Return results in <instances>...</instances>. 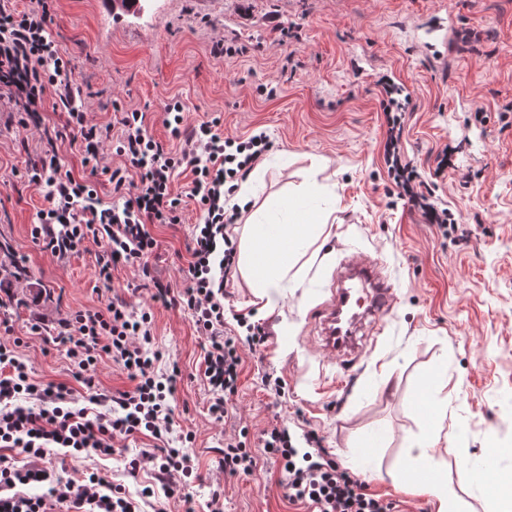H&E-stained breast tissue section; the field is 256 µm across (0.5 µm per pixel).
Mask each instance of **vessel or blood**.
Segmentation results:
<instances>
[{
	"instance_id": "1",
	"label": "vessel or blood",
	"mask_w": 512,
	"mask_h": 512,
	"mask_svg": "<svg viewBox=\"0 0 512 512\" xmlns=\"http://www.w3.org/2000/svg\"><path fill=\"white\" fill-rule=\"evenodd\" d=\"M394 299L393 284L376 265H347L339 288L320 314L326 350L340 363L358 359L359 326L366 319H382Z\"/></svg>"
}]
</instances>
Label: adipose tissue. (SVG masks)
I'll use <instances>...</instances> for the list:
<instances>
[{
  "instance_id": "ef3b65f1",
  "label": "adipose tissue",
  "mask_w": 512,
  "mask_h": 512,
  "mask_svg": "<svg viewBox=\"0 0 512 512\" xmlns=\"http://www.w3.org/2000/svg\"><path fill=\"white\" fill-rule=\"evenodd\" d=\"M316 200L317 193L310 185L261 200L250 180L233 196V204L248 224L237 248V263L258 310L270 308L273 292L287 285L292 268L327 225L334 223L335 207L319 206ZM408 469L415 476L416 487L436 501L438 512H454L448 483L440 478L431 456L422 455Z\"/></svg>"
}]
</instances>
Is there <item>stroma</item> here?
I'll list each match as a JSON object with an SVG mask.
<instances>
[{
	"mask_svg": "<svg viewBox=\"0 0 512 512\" xmlns=\"http://www.w3.org/2000/svg\"><path fill=\"white\" fill-rule=\"evenodd\" d=\"M50 33L70 62L92 122L141 112L165 142L166 105L179 99L188 123L218 116L229 138L265 133L277 158L263 197L313 181L336 203L322 248L291 270L284 298L257 313L240 272L224 290L229 328L238 318L262 326L256 350L242 348L238 391L226 421L210 417L212 400L198 367L207 342L183 311L152 305L155 344L181 375L169 403L175 433L195 436L189 453L201 476L166 512H207L222 489L224 512H299L278 463L262 439L305 433L369 493L396 512H437L433 498L408 491L402 461L430 426L424 405L443 384L448 414L430 454L460 512H501L498 486L460 476L477 458L512 449V122L499 108L512 101V0H145L138 12L110 0H50ZM228 53H214L216 41ZM408 95L401 152L422 180L436 181L434 202L458 230L442 235L398 196L384 160L388 126L379 81ZM42 148L38 132L14 112H0V341L21 338L17 353L33 381L72 383L65 346L31 326L62 314L104 307L112 296L147 302L132 268L118 267L110 286L98 279L93 251L60 260L31 236L48 205L27 167ZM451 164L433 172L443 149ZM199 220L186 201L179 224H155L151 263L172 288L186 285L187 247ZM380 262L395 285L392 311L369 336L365 352L343 372L322 341L318 315L332 298L344 259ZM282 381L281 391L266 385ZM246 435L257 460L252 474L221 469L224 444ZM123 457L74 459L55 449L51 466L65 478L97 472L140 489Z\"/></svg>",
	"mask_w": 512,
	"mask_h": 512,
	"instance_id": "1",
	"label": "stroma"
}]
</instances>
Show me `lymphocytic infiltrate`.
Returning <instances> with one entry per match:
<instances>
[{"instance_id": "obj_1", "label": "lymphocytic infiltrate", "mask_w": 512, "mask_h": 512, "mask_svg": "<svg viewBox=\"0 0 512 512\" xmlns=\"http://www.w3.org/2000/svg\"><path fill=\"white\" fill-rule=\"evenodd\" d=\"M47 0H32L21 13L0 0V99L24 113L42 129L43 156L31 163L30 182L47 186L48 208L40 210L31 235L44 251L59 259L95 244L98 275L110 283L114 269L134 268L140 279L152 284L153 300L187 313L197 333L205 336L201 377L213 396L209 413L215 420L228 414V398L237 391L242 357L241 344L264 341L258 327L247 339L228 335L224 327V283L233 268V241L229 229L239 211L224 204L234 183L272 148L263 135L245 141L225 137L220 118L187 126L180 101L167 104L164 124L172 149L148 135L145 116L127 112L119 127L90 123L78 106L81 90L66 82L69 61L49 33ZM53 89L66 109L65 124H44V93ZM395 100H388L390 136L385 145L389 170L403 189L408 205L419 209L428 223L442 232H454L456 221L431 202L429 184L417 181L400 152L401 115ZM78 135L84 163L100 164L106 143L117 155L127 157L130 168L103 166L112 187L113 203L102 207L89 185L62 170L59 145ZM191 174L186 193L173 192L178 170ZM196 201L202 222L195 225L186 269L188 284L176 292L158 277L150 263L157 241L154 224L181 223L184 199ZM53 333L66 348L73 378L86 390L87 407L71 410L73 391L63 383H34L25 362L10 342L0 343V512H141L140 499L173 497L193 483L197 475L184 445L193 434L179 435L172 447L170 434L174 411L169 403L179 369L159 377L156 363L162 354L154 347L149 308L137 309L124 299L109 300L99 310L78 311L57 319ZM111 359L125 371L132 389L107 396L95 382L97 364ZM144 435L154 441L128 463L130 474L150 471L153 484L132 496L120 483L99 474L74 480L56 476L44 461L53 448L67 449L74 458L124 454L129 437ZM268 454L283 462L290 501L309 512H394L392 502L370 494L336 460L301 462L287 434L272 430L264 442ZM15 458H6V451Z\"/></svg>"}]
</instances>
